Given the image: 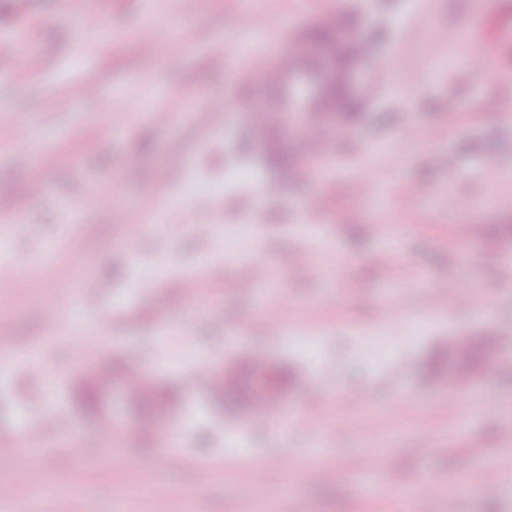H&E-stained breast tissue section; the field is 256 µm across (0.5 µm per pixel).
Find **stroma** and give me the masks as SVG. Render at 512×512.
Instances as JSON below:
<instances>
[{
    "label": "stroma",
    "instance_id": "1",
    "mask_svg": "<svg viewBox=\"0 0 512 512\" xmlns=\"http://www.w3.org/2000/svg\"><path fill=\"white\" fill-rule=\"evenodd\" d=\"M165 2L100 0L84 49L81 20L57 0H0V201L22 208L0 242L28 272L27 288L0 302L12 350L0 430L31 435L0 455V484L50 490L48 508L66 512H149L160 491L174 512H237L244 498L253 512H290L296 498L309 512H414L431 484L426 512H512V361L501 356L512 335V235L502 232L512 228V0H260V30L239 0ZM325 11L368 37L363 69L390 65L396 79L360 101L356 119L298 114L267 137L239 107L245 92L270 93L248 54L265 31L305 34ZM443 29L468 35L471 58L449 57ZM23 35L38 74L20 73L11 54ZM61 97L69 109L56 108ZM204 103L223 123L199 120ZM161 108L176 112L172 124L150 120ZM412 118L420 132L409 138ZM302 122L325 127L323 141L299 138ZM275 141L322 179L279 180L260 206L254 184L279 179ZM100 182L112 199L96 205ZM317 193L323 217L311 225L303 211ZM462 224L472 230L460 238ZM386 251L408 262L397 311L386 307ZM247 257L270 268L271 294L245 291ZM197 272V292L185 293L178 274ZM271 319L287 334L269 336ZM452 336L477 357L458 360ZM88 343L101 362L146 353L148 386L181 388L162 433L100 437L75 401L87 369L73 349ZM256 351L293 371L288 391L306 421L258 432L242 401L216 396L225 353ZM375 457L388 468L364 508L357 491ZM486 464L501 483L479 481Z\"/></svg>",
    "mask_w": 512,
    "mask_h": 512
}]
</instances>
